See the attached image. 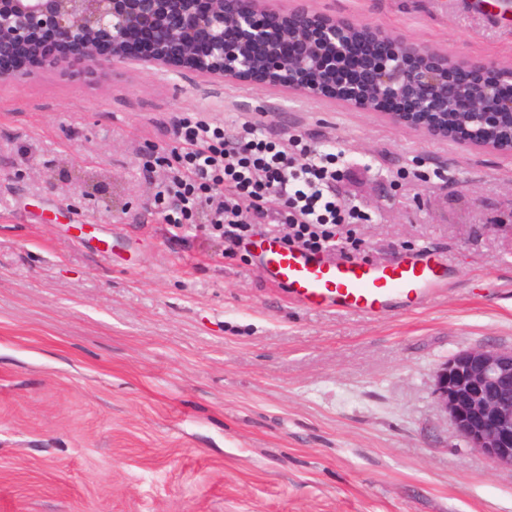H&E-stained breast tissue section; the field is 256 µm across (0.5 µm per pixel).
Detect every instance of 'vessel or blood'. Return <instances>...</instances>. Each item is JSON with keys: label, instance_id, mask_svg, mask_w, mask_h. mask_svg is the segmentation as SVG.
<instances>
[{"label": "vessel or blood", "instance_id": "obj_1", "mask_svg": "<svg viewBox=\"0 0 512 512\" xmlns=\"http://www.w3.org/2000/svg\"><path fill=\"white\" fill-rule=\"evenodd\" d=\"M254 247L267 280L309 309L332 306L365 316L398 305L412 310L427 302L443 280L425 255L367 264L287 247L273 235L256 240Z\"/></svg>", "mask_w": 512, "mask_h": 512}]
</instances>
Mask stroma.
<instances>
[{"label": "stroma", "mask_w": 512, "mask_h": 512, "mask_svg": "<svg viewBox=\"0 0 512 512\" xmlns=\"http://www.w3.org/2000/svg\"><path fill=\"white\" fill-rule=\"evenodd\" d=\"M512 66L467 0H310ZM196 113L334 146L354 259L452 267L424 307L309 310L254 225L224 256L154 203ZM350 251V250H349ZM512 348V154L425 139L330 98L72 60L0 79V512H512V470L461 440L433 375Z\"/></svg>", "instance_id": "35a3bbf8"}]
</instances>
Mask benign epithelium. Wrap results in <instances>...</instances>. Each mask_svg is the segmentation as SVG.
Segmentation results:
<instances>
[{
    "label": "benign epithelium",
    "mask_w": 512,
    "mask_h": 512,
    "mask_svg": "<svg viewBox=\"0 0 512 512\" xmlns=\"http://www.w3.org/2000/svg\"><path fill=\"white\" fill-rule=\"evenodd\" d=\"M288 18L287 26L282 19ZM240 33L224 41V30ZM78 48L79 58L183 68L205 79L250 80L300 97L336 95V70L351 43L381 52V61L343 94L344 105L381 113L419 135L512 153V138L492 140L498 93L512 70L448 54L413 38L350 17L318 13L310 0H0V59L19 50L25 62L55 68L47 42ZM400 101L401 110L382 107ZM453 106L466 123L448 127ZM433 397L454 431L498 467L512 469V349L459 351L434 373Z\"/></svg>",
    "instance_id": "1"
}]
</instances>
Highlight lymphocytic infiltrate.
Listing matches in <instances>:
<instances>
[{
	"instance_id": "obj_1",
	"label": "lymphocytic infiltrate",
	"mask_w": 512,
	"mask_h": 512,
	"mask_svg": "<svg viewBox=\"0 0 512 512\" xmlns=\"http://www.w3.org/2000/svg\"><path fill=\"white\" fill-rule=\"evenodd\" d=\"M174 133L183 147L156 204L174 206L185 219L205 208L212 229L231 243L252 225L284 224V245L335 251V227L353 212L336 190L339 173L331 154L299 135L275 140L261 126L239 137L203 120L180 118Z\"/></svg>"
}]
</instances>
